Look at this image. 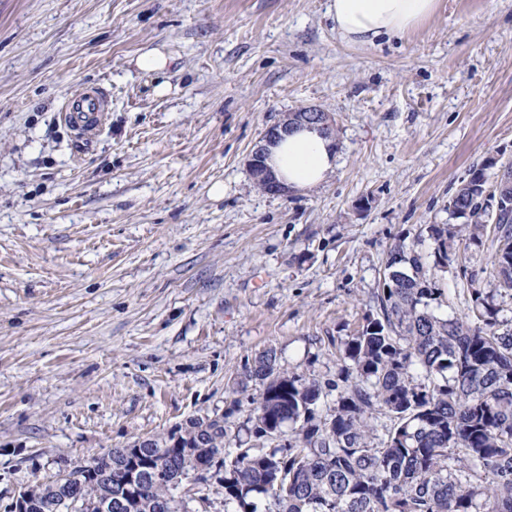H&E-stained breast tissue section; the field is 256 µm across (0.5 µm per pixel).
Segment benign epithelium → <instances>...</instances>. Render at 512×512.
I'll use <instances>...</instances> for the list:
<instances>
[{"mask_svg": "<svg viewBox=\"0 0 512 512\" xmlns=\"http://www.w3.org/2000/svg\"><path fill=\"white\" fill-rule=\"evenodd\" d=\"M300 128L315 129L324 137L335 140V120L329 113L314 105L301 106L286 112L267 126L250 151L248 168L254 184L263 187L269 194L287 196L290 193L288 187L276 178L267 161L271 149L285 135Z\"/></svg>", "mask_w": 512, "mask_h": 512, "instance_id": "benign-epithelium-1", "label": "benign epithelium"}]
</instances>
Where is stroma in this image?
I'll use <instances>...</instances> for the list:
<instances>
[{"label":"stroma","instance_id":"1","mask_svg":"<svg viewBox=\"0 0 512 512\" xmlns=\"http://www.w3.org/2000/svg\"><path fill=\"white\" fill-rule=\"evenodd\" d=\"M329 0H0V512L20 488L190 419L246 423V364L335 383L339 347L377 315L385 253L429 224L477 165L512 162V0H437L400 40L342 39ZM157 50L160 72L138 58ZM88 86L100 130L62 122ZM316 105L336 168L312 190L260 192L264 129ZM512 320L492 244L453 243ZM220 475L176 490L224 512Z\"/></svg>","mask_w":512,"mask_h":512}]
</instances>
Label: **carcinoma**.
Wrapping results in <instances>:
<instances>
[{"label": "carcinoma", "mask_w": 512, "mask_h": 512, "mask_svg": "<svg viewBox=\"0 0 512 512\" xmlns=\"http://www.w3.org/2000/svg\"><path fill=\"white\" fill-rule=\"evenodd\" d=\"M495 186L501 205L491 215L485 167H475L449 208L473 245L494 224L493 273L512 290L511 163ZM426 232L427 258L401 241L387 250L380 315L344 343L326 412L321 383L283 369L270 349L240 381L262 385L248 439L224 419L196 418L177 436L143 441L138 455L114 448L71 469L66 501L53 480L28 487L26 512H99L108 488L132 474L135 497L112 512H181L173 488L214 467L224 468V512H512V323L474 274L467 317L439 313L447 300L437 276L453 262L455 231ZM155 469L168 480L152 479Z\"/></svg>", "instance_id": "1"}]
</instances>
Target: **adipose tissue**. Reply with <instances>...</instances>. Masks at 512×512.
<instances>
[{
    "label": "adipose tissue",
    "instance_id": "obj_1",
    "mask_svg": "<svg viewBox=\"0 0 512 512\" xmlns=\"http://www.w3.org/2000/svg\"><path fill=\"white\" fill-rule=\"evenodd\" d=\"M437 0H330L328 10L339 35L352 43L404 38L435 12ZM270 164L293 190L312 188L336 165L332 142L312 129L286 136L273 149Z\"/></svg>",
    "mask_w": 512,
    "mask_h": 512
}]
</instances>
